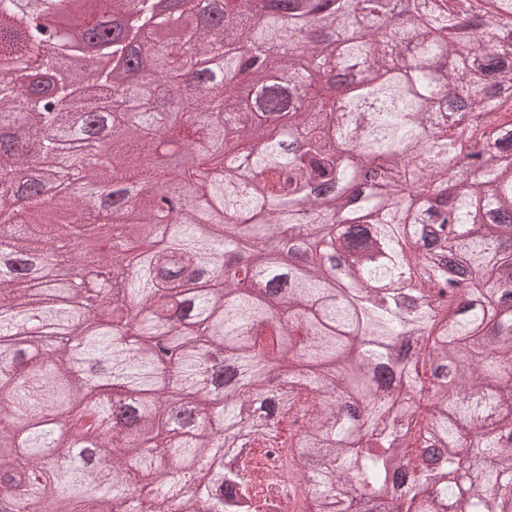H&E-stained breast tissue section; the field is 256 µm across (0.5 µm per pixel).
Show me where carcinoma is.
Instances as JSON below:
<instances>
[{"label": "carcinoma", "instance_id": "cac0c4a2", "mask_svg": "<svg viewBox=\"0 0 512 512\" xmlns=\"http://www.w3.org/2000/svg\"><path fill=\"white\" fill-rule=\"evenodd\" d=\"M83 2L81 26L122 54L146 27L191 25L154 45L152 85L119 99L109 76L69 73L77 31L56 40L54 81L35 82L41 46L0 0V58L18 73L0 91V168L59 178L48 160H72L66 134L92 136L77 121L111 98L113 138L144 158L112 183L184 204L160 226L149 195L112 201L87 257L110 321L84 288L0 276V498L245 512L224 450L276 440L286 418L312 496L293 512H512V0H206L207 14L167 0L166 16ZM242 68L250 101L225 83ZM15 194L0 182V271L98 228L39 223L32 188L17 221ZM100 202L91 171L60 199ZM37 316L80 339L21 334Z\"/></svg>", "mask_w": 512, "mask_h": 512}]
</instances>
